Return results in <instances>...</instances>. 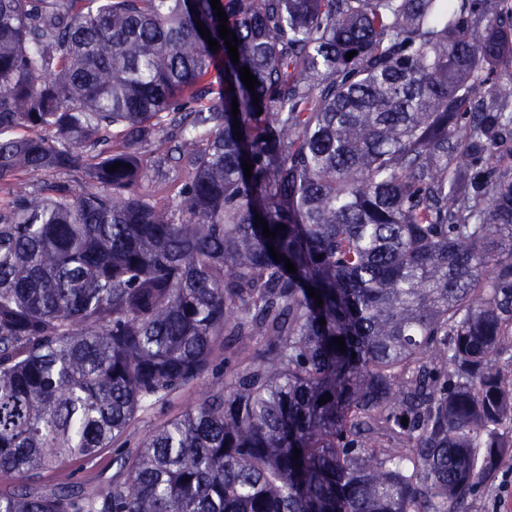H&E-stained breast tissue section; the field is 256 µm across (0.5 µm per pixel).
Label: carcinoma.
Listing matches in <instances>:
<instances>
[{
    "mask_svg": "<svg viewBox=\"0 0 512 512\" xmlns=\"http://www.w3.org/2000/svg\"><path fill=\"white\" fill-rule=\"evenodd\" d=\"M220 5L236 64L211 0H0V512H468L512 470V0ZM258 338L107 491L40 485Z\"/></svg>",
    "mask_w": 512,
    "mask_h": 512,
    "instance_id": "carcinoma-1",
    "label": "carcinoma"
}]
</instances>
